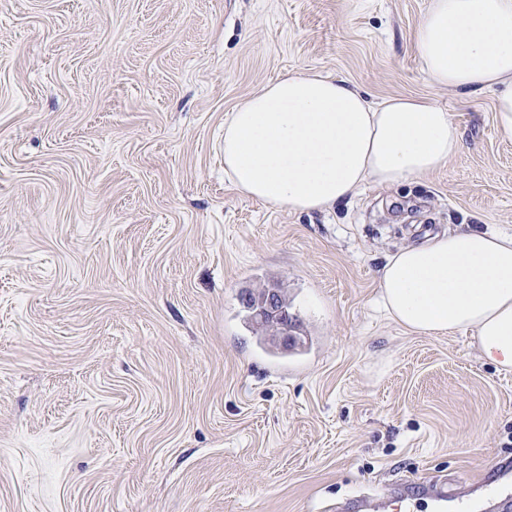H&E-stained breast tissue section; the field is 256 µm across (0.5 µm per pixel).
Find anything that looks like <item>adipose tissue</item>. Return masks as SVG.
<instances>
[{"mask_svg":"<svg viewBox=\"0 0 512 512\" xmlns=\"http://www.w3.org/2000/svg\"><path fill=\"white\" fill-rule=\"evenodd\" d=\"M414 51L437 86L495 90L496 128L512 140V0H430ZM462 147L444 108L416 97L375 106L322 74L281 78L224 121V173L236 191L295 213L435 172ZM379 298L413 332L473 331L482 358L512 371V235L426 234L387 257Z\"/></svg>","mask_w":512,"mask_h":512,"instance_id":"ef3b65f1","label":"adipose tissue"}]
</instances>
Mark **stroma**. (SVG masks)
<instances>
[{"mask_svg":"<svg viewBox=\"0 0 512 512\" xmlns=\"http://www.w3.org/2000/svg\"><path fill=\"white\" fill-rule=\"evenodd\" d=\"M429 0H0V512H326L512 456V372L378 304L429 230L512 233L494 95L433 85ZM291 73L445 108L464 148L293 213L224 175V119ZM284 288V355L239 296Z\"/></svg>","mask_w":512,"mask_h":512,"instance_id":"stroma-1","label":"stroma"}]
</instances>
